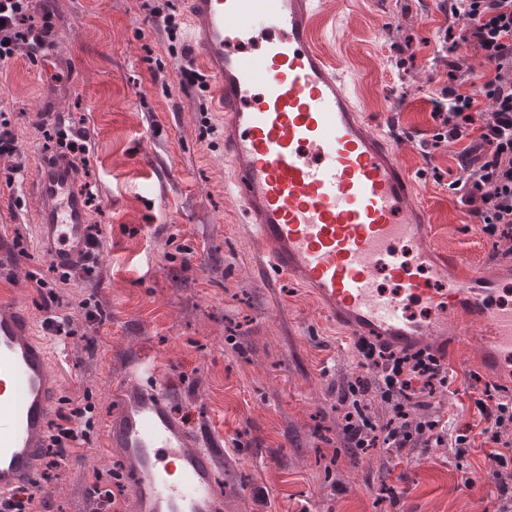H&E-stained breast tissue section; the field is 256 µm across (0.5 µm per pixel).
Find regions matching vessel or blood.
I'll use <instances>...</instances> for the list:
<instances>
[{
	"mask_svg": "<svg viewBox=\"0 0 512 512\" xmlns=\"http://www.w3.org/2000/svg\"><path fill=\"white\" fill-rule=\"evenodd\" d=\"M189 42L224 119L228 193L259 242L266 287L288 276L312 291L348 333L397 349L443 336L462 316L481 330L479 360L512 363V307L493 304L484 275L452 276L460 259L421 244L427 219L398 152L374 133L315 39L317 0H185ZM39 240L64 270L88 249L85 197L69 158L43 160L35 178ZM413 241V257L397 249ZM394 283L388 295L377 277ZM419 302L429 311L407 312ZM154 370L134 364L105 428L124 463L128 512H224L218 442L168 411ZM58 376L33 322L0 300V504L34 481Z\"/></svg>",
	"mask_w": 512,
	"mask_h": 512,
	"instance_id": "b4317fda",
	"label": "vessel or blood"
}]
</instances>
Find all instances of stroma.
<instances>
[{"label": "stroma", "mask_w": 512, "mask_h": 512, "mask_svg": "<svg viewBox=\"0 0 512 512\" xmlns=\"http://www.w3.org/2000/svg\"><path fill=\"white\" fill-rule=\"evenodd\" d=\"M316 35L342 73L372 130L391 131L429 220V243L463 262L457 276H499L512 257L496 255L449 181L460 174L443 150L424 154L434 122L430 103L445 69L437 62L445 23L437 0H321ZM55 15L51 50L65 68L40 69L18 54L0 62V119L17 141L24 180L7 187L0 160V296L27 307L59 379V406H90L78 418L88 439L57 479L36 480L45 512H90L88 491L113 488L123 462L110 455L105 424L119 408L116 386L148 359L169 392L168 410L186 428L222 440L217 479L224 512H495L484 476L483 425L465 394L437 396L450 429H468L472 448L456 460L445 447L418 448V461L388 464L370 451L353 464L342 446L336 387L357 370L355 339L333 325L305 289L289 280L267 291L254 273L258 245L224 183V124L211 92L181 85L191 47L184 0H40ZM175 14L168 30L162 14ZM410 43L409 71L393 44ZM85 127L90 181L101 233L92 275L62 279L37 241L31 190L57 123ZM42 278L49 292L35 288ZM67 315V334L44 326L47 309ZM100 314L86 318L87 310ZM477 327L452 324L442 352L455 383L470 372L512 389L481 365ZM471 484H464V475ZM397 500L381 499V484Z\"/></svg>", "instance_id": "1"}]
</instances>
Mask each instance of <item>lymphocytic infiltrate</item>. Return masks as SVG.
Segmentation results:
<instances>
[{
  "label": "lymphocytic infiltrate",
  "mask_w": 512,
  "mask_h": 512,
  "mask_svg": "<svg viewBox=\"0 0 512 512\" xmlns=\"http://www.w3.org/2000/svg\"><path fill=\"white\" fill-rule=\"evenodd\" d=\"M445 18L439 30L446 79L433 101L434 133L424 153L445 147L458 161L460 174L450 183L483 234L512 254V0H438ZM55 30L50 11L34 13L32 0H0V62L21 52L47 46ZM480 55L482 70L466 65V53ZM360 374L336 389L344 405V445L361 456L363 449L383 448L397 459L410 460L415 448L451 444L456 459L470 447L467 433L447 440L432 413L437 395L451 381L441 354L431 348L410 350L359 340L355 344ZM471 375L470 390L485 422L482 434L489 448L488 477L502 512H512V392L479 388ZM384 405L385 419L369 418V406ZM82 408L58 412L51 422L45 478H52L86 431L73 421Z\"/></svg>",
  "instance_id": "f902f5d3"
}]
</instances>
